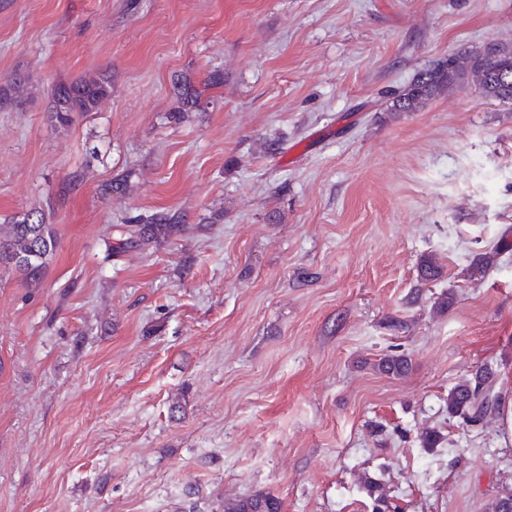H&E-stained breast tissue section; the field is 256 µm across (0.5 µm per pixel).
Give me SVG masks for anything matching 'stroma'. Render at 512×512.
Wrapping results in <instances>:
<instances>
[{
    "label": "stroma",
    "instance_id": "1",
    "mask_svg": "<svg viewBox=\"0 0 512 512\" xmlns=\"http://www.w3.org/2000/svg\"><path fill=\"white\" fill-rule=\"evenodd\" d=\"M489 41L512 44V0H0V82L26 78L0 224L58 231L38 283L0 265V512H375L366 476L390 512L512 494L503 418L448 415L485 362L512 400V104L387 109ZM97 73L111 99L59 125L52 88ZM155 210L186 231L106 256ZM395 352L406 376L374 370ZM280 501L267 494L257 493L233 502H224V512H280Z\"/></svg>",
    "mask_w": 512,
    "mask_h": 512
}]
</instances>
